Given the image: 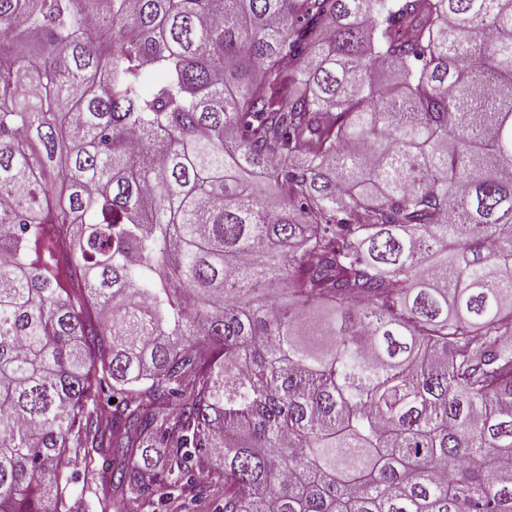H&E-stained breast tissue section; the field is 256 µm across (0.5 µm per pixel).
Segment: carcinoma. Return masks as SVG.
I'll return each mask as SVG.
<instances>
[{"label":"carcinoma","mask_w":512,"mask_h":512,"mask_svg":"<svg viewBox=\"0 0 512 512\" xmlns=\"http://www.w3.org/2000/svg\"><path fill=\"white\" fill-rule=\"evenodd\" d=\"M72 465L512 512V0H0V512Z\"/></svg>","instance_id":"obj_1"}]
</instances>
